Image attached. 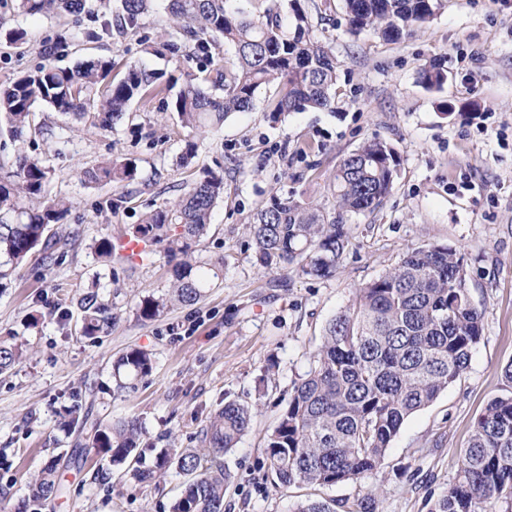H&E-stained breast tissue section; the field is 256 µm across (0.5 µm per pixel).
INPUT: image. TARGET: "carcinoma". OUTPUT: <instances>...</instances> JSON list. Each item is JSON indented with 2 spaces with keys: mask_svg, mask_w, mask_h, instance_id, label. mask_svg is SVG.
<instances>
[{
  "mask_svg": "<svg viewBox=\"0 0 512 512\" xmlns=\"http://www.w3.org/2000/svg\"><path fill=\"white\" fill-rule=\"evenodd\" d=\"M29 16L50 13L79 16L92 12L88 0H11ZM158 0H121L117 22L135 32ZM171 24L162 48L177 57L191 48L211 67L216 92L189 81L172 102L180 126L188 130L183 160L195 156L198 141L218 131L237 112L252 106L257 90L280 81L274 111L329 109L335 102L336 58L310 34L307 16L292 0L291 29L281 23L277 0L255 17L231 7L232 0H165ZM442 0H345L348 29H371L397 40L432 19ZM233 50L236 65L224 69L223 48ZM112 60L98 57L73 68L51 62L19 73L0 88V135L22 137L33 125L36 107L45 104L63 119L114 127L134 99L146 102L166 93L154 73L131 65L124 78L112 79ZM441 60L423 70L429 86L441 85ZM397 153L373 140L343 158L334 176L338 213L328 214L288 197L262 205L247 225L259 265L269 274L289 266L326 278L349 244L344 216L378 209L393 189ZM50 169L28 155L16 158L0 176V278L38 246L68 211L60 199L46 195ZM136 175L129 162L107 160L81 172L87 184L122 183ZM224 196V177L214 173L194 182L173 203L159 207L128 236L163 251L173 280L165 298L143 301L141 316L152 319L175 304L193 305L212 280L223 273L224 259L202 261L193 244L206 233L212 209ZM82 335L92 339L112 328V306L87 293L80 303ZM483 312L474 304L463 257L446 245L413 247L377 279L358 290L352 307L327 324L323 342L306 374L295 382L288 402L269 435L266 453L272 483L333 486L381 469L390 442L405 420L430 405L467 369L482 338ZM23 355L21 346L0 342V372ZM149 353L126 352L115 376L146 374ZM255 414L227 400L202 430V448L172 458L162 451L150 468L135 476L152 482L171 466L188 477L172 512H224V486L231 478L222 457L251 427ZM142 426L136 419L99 429L93 447L121 465L137 457ZM59 493L53 466L37 480V489L18 504L17 512H38L43 499ZM512 502V392L492 399L477 419L469 448L455 477L434 501L431 512H493Z\"/></svg>",
  "mask_w": 512,
  "mask_h": 512,
  "instance_id": "obj_1",
  "label": "carcinoma"
}]
</instances>
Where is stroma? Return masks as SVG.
<instances>
[{"label":"stroma","mask_w":512,"mask_h":512,"mask_svg":"<svg viewBox=\"0 0 512 512\" xmlns=\"http://www.w3.org/2000/svg\"><path fill=\"white\" fill-rule=\"evenodd\" d=\"M300 4L338 63L333 108L276 116L278 89L263 86L251 110L229 118L187 164V132L169 94L132 102L109 130L77 122L53 138L0 136V169L10 170L21 154L42 159L51 169L49 196L69 206L63 223L49 227L56 246L36 248L0 281V342L24 348L20 362L0 374V512H14L49 464L62 493L41 512H170L184 475L172 468L157 482L137 481V462L115 467L93 448L96 429L138 419L141 462L150 466L161 449L199 447L210 416L228 400L249 405L256 417L225 457L232 474L225 512H295L309 498L350 506L366 499L370 512H430L479 415L512 390L502 373L512 362V0H444L433 20L396 41L350 33L344 0ZM99 25L91 14L30 17L0 7V86L43 63L58 34ZM168 26L160 7L137 32L70 41L53 62L71 67L105 57L117 79L136 64L181 85H205L208 70L196 54L144 53V42L162 40ZM16 28L27 33L18 47L2 38ZM436 57L447 78L429 87L421 71ZM375 139L398 154L394 186L380 208L349 218V245L332 276L293 267L264 272L246 231L256 209L278 195L333 212L338 164ZM107 159L134 163V180L81 181L83 168ZM206 169L223 176L224 197L196 250L203 260H223V277L198 303L143 319L142 300L170 291L163 252L151 247L130 260L118 251L100 255L97 244L176 200ZM430 244L460 251L483 312L467 369L404 422L381 469L330 487H274L266 440L326 325L407 248ZM93 290L117 306L119 318L92 341L82 335L79 303ZM135 347L150 353L151 372L116 381L115 364ZM74 414L82 420L75 428L68 424Z\"/></svg>","instance_id":"obj_1"}]
</instances>
